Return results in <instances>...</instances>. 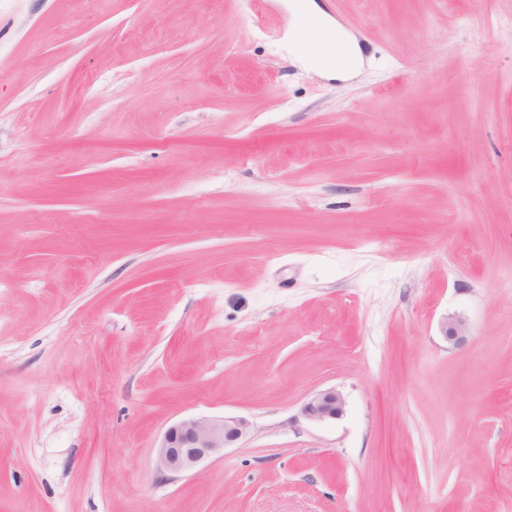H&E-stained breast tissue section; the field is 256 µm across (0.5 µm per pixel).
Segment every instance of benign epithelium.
<instances>
[{"label":"benign epithelium","mask_w":512,"mask_h":512,"mask_svg":"<svg viewBox=\"0 0 512 512\" xmlns=\"http://www.w3.org/2000/svg\"><path fill=\"white\" fill-rule=\"evenodd\" d=\"M442 336L457 346L466 340L467 327L463 319L449 316L441 325ZM345 400L334 388L313 393L303 407V414L310 420L322 422L336 419L343 414ZM250 429L244 418L189 417L170 426L157 450L159 470L181 474L195 469L207 458L226 448L237 445Z\"/></svg>","instance_id":"benign-epithelium-1"}]
</instances>
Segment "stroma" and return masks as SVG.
<instances>
[{
	"label": "stroma",
	"mask_w": 512,
	"mask_h": 512,
	"mask_svg": "<svg viewBox=\"0 0 512 512\" xmlns=\"http://www.w3.org/2000/svg\"><path fill=\"white\" fill-rule=\"evenodd\" d=\"M290 2L0 0V512H512V0ZM302 13L307 17L311 18L313 21V25L311 27L312 33L317 39V41L321 43H329L336 33L337 29H334L325 19L323 13L318 10L316 6H314L311 2H305L302 8ZM341 37L342 42L346 45L349 53V61L346 65H339L334 57L330 54H325L322 57H305V62L311 66L313 69L325 71L327 73H334L336 77L341 75V71L348 70L353 68L356 65V55L354 49L350 46L347 41L345 35L337 30ZM345 400L336 389L328 388L313 393L303 407V414L312 421L336 419L343 414ZM250 429L244 418L189 417L170 426L157 450L159 470L181 474L207 458L235 447Z\"/></svg>",
	"instance_id": "1"
}]
</instances>
